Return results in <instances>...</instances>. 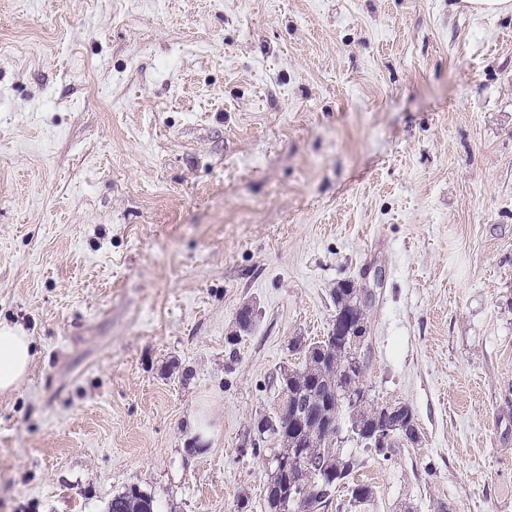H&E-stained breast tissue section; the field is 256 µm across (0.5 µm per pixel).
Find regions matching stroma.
<instances>
[{"instance_id":"stroma-1","label":"stroma","mask_w":512,"mask_h":512,"mask_svg":"<svg viewBox=\"0 0 512 512\" xmlns=\"http://www.w3.org/2000/svg\"><path fill=\"white\" fill-rule=\"evenodd\" d=\"M344 280L372 290L364 380L419 441L343 438L374 495L328 512H512V14L0 0V323L35 346L0 393V512L130 486L266 512L243 443Z\"/></svg>"}]
</instances>
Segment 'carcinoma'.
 I'll list each match as a JSON object with an SVG mask.
<instances>
[{
	"instance_id": "carcinoma-1",
	"label": "carcinoma",
	"mask_w": 512,
	"mask_h": 512,
	"mask_svg": "<svg viewBox=\"0 0 512 512\" xmlns=\"http://www.w3.org/2000/svg\"><path fill=\"white\" fill-rule=\"evenodd\" d=\"M339 328L308 346L301 340L289 343L304 353L302 366L281 374V386L288 405V417L263 416L254 425L257 439L252 452L270 453L265 502L267 512H327L335 489L348 485L351 499L364 502L372 495L365 484L353 481L360 462L336 447V432L326 424H339L343 410L356 440L371 445L370 434L381 423L385 411L396 412L404 424L395 434L407 436L404 426L415 424L406 405L388 406L374 402L366 390H356L368 367L358 331L367 328L369 292L347 281L333 290ZM276 439L279 447H260L265 437ZM154 499L131 487L112 496L108 512H156Z\"/></svg>"
}]
</instances>
